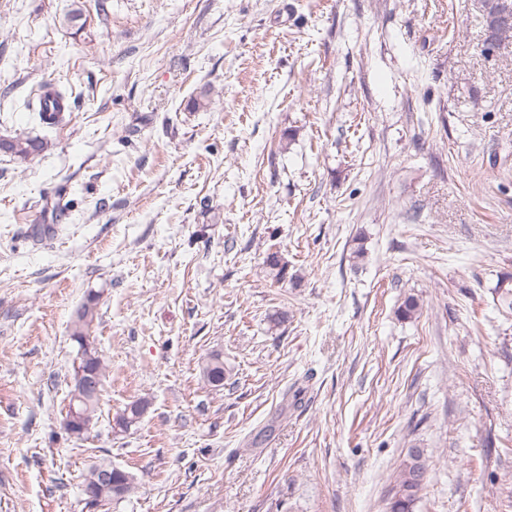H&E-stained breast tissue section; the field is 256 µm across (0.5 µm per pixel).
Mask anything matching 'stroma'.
<instances>
[{"label": "stroma", "mask_w": 512, "mask_h": 512, "mask_svg": "<svg viewBox=\"0 0 512 512\" xmlns=\"http://www.w3.org/2000/svg\"><path fill=\"white\" fill-rule=\"evenodd\" d=\"M486 37L483 0H0V137L48 143L0 154V512H88L102 460L137 483L108 512H388L414 446L413 512H512V39ZM44 88L47 90L39 96L35 111L38 112L43 123L55 125L61 120V112L64 108L61 103L66 101V96L52 83L45 84ZM46 143L43 140L28 136H15L9 139H0V152L9 154L20 160H28L38 156L45 149ZM496 306L505 315H512V274H502L495 286ZM96 317V304L92 300L86 302L78 310L74 321L71 339L78 345V352L81 363L86 362L91 368L98 372L100 377L99 394L86 406L88 418L91 424L99 409V402L104 381L105 366L97 348L90 341L89 330ZM204 377L213 387L224 384V357L221 353H212L202 366ZM426 472L423 449L410 448L387 491L390 512H413L425 487Z\"/></svg>", "instance_id": "obj_1"}]
</instances>
